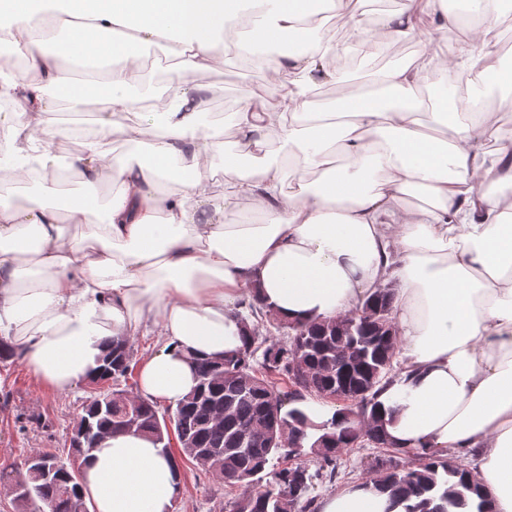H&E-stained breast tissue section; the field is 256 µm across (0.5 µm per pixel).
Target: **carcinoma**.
<instances>
[{
  "label": "carcinoma",
  "mask_w": 512,
  "mask_h": 512,
  "mask_svg": "<svg viewBox=\"0 0 512 512\" xmlns=\"http://www.w3.org/2000/svg\"><path fill=\"white\" fill-rule=\"evenodd\" d=\"M324 14L307 20L309 32L278 44L257 46L249 57H276L283 49L308 50L313 32L341 38L333 28L317 29ZM395 288L385 284L360 302L381 318L396 319ZM247 311L243 346L219 359L194 361L197 385L161 414L154 402L120 387L131 374L133 345L112 340L92 382L101 387L85 401L78 429L122 432L134 420V433L147 436L169 452L167 421L183 438L181 455L204 456L206 472L238 495L223 512H315L314 486L342 479L341 449L336 441L377 446L388 439L379 397L401 379L406 365L398 362L400 337L382 334L376 324L355 317L347 326L334 320L286 322L257 298L239 303ZM272 322L292 331L281 341L260 336V324ZM345 387L355 404L336 406L332 415L315 421L303 407L308 399L324 400ZM224 415V425L213 419ZM268 420L264 437L245 439L249 428ZM93 451L88 440L70 446L68 458L38 449L22 468L1 470L0 484L13 489L16 512H86L79 460ZM400 459L377 458L368 481L404 502L405 512H490L467 469L448 454L421 449H393Z\"/></svg>",
  "instance_id": "cac0c4a2"
}]
</instances>
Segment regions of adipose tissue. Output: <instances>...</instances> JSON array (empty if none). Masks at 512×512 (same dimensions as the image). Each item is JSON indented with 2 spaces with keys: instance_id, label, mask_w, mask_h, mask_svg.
<instances>
[{
  "instance_id": "adipose-tissue-1",
  "label": "adipose tissue",
  "mask_w": 512,
  "mask_h": 512,
  "mask_svg": "<svg viewBox=\"0 0 512 512\" xmlns=\"http://www.w3.org/2000/svg\"><path fill=\"white\" fill-rule=\"evenodd\" d=\"M255 4L233 39L224 30L241 0H0V44L26 65L0 64L14 102L0 114V169L41 172L38 203L0 202V342L36 382L64 392L93 376L113 338L156 330L137 393L176 402L196 384L191 356L242 346V298L259 296L287 321L336 319L393 280L409 370L380 397L386 431L400 448L476 450L472 474L492 512H512V134L500 114L420 111L421 89L448 77L440 49L382 71L372 89L348 88L324 111L309 96L313 73L341 50L324 36L310 52L262 60L271 75L290 73L292 87L278 101L248 96L230 115L236 142L205 121L190 81L251 46L302 35L322 10L350 19L352 42H431L460 28L466 84L512 87V69L494 59L498 0H472L474 26L449 16L447 0H404L377 15L366 0ZM152 45L177 66L169 105L143 114L130 88ZM80 59L104 67L107 112L72 161L83 198L64 212L55 146L74 130L48 115L52 88L85 94L67 67ZM116 114L129 122L114 123ZM113 138L136 154L109 159L103 144ZM217 154L220 201L202 175ZM106 180L119 189L102 202ZM412 191L426 204L406 206ZM242 199L265 223H225ZM83 477L94 512H173L183 482L173 455L132 433L106 435ZM321 512L404 509L357 484L325 497Z\"/></svg>"
}]
</instances>
